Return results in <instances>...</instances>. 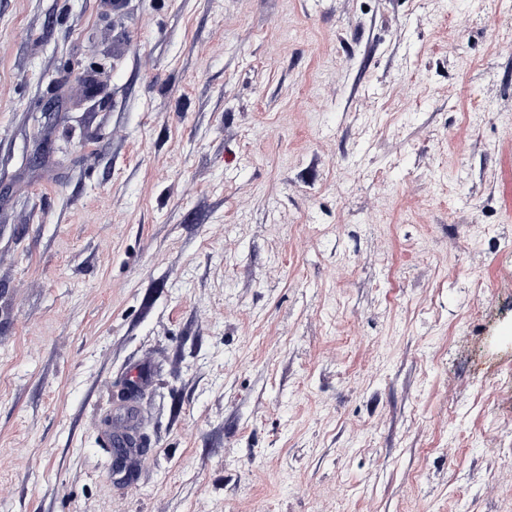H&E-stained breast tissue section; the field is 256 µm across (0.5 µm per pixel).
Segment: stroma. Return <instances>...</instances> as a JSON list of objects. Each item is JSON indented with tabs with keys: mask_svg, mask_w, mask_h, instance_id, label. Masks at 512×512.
Instances as JSON below:
<instances>
[{
	"mask_svg": "<svg viewBox=\"0 0 512 512\" xmlns=\"http://www.w3.org/2000/svg\"><path fill=\"white\" fill-rule=\"evenodd\" d=\"M0 512H512V0H0Z\"/></svg>",
	"mask_w": 512,
	"mask_h": 512,
	"instance_id": "35a3bbf8",
	"label": "stroma"
}]
</instances>
